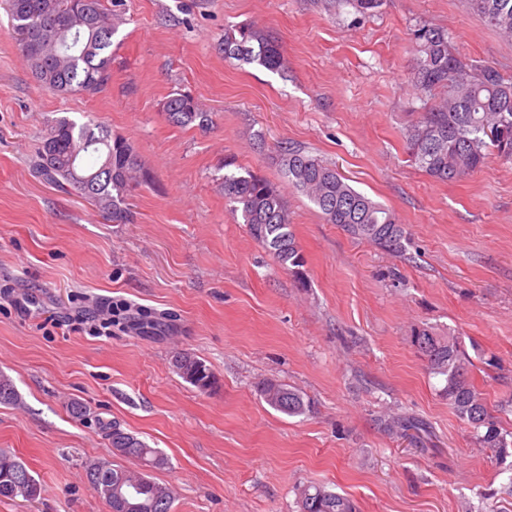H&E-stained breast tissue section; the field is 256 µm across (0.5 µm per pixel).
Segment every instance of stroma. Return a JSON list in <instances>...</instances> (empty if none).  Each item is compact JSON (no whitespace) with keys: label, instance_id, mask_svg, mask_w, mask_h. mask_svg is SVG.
Listing matches in <instances>:
<instances>
[{"label":"stroma","instance_id":"1","mask_svg":"<svg viewBox=\"0 0 512 512\" xmlns=\"http://www.w3.org/2000/svg\"><path fill=\"white\" fill-rule=\"evenodd\" d=\"M448 32L476 64L512 77V41L465 0H126L100 93L40 87L0 0V279L31 293L30 313H0V373L21 402L0 406V450L42 486L0 512H108L85 464L114 454L112 425L170 460L155 472L172 512H298L313 482L357 512H512L511 484L448 407L445 381L413 343L416 329L464 340L488 405L512 398V164L492 159L443 183L414 163L406 129L435 99L412 79L413 33ZM264 29L284 67L225 60V29ZM186 92L212 122L178 127L164 102ZM95 119L129 140L148 180L112 223L35 170L46 129ZM332 164L392 210L400 254L326 223L286 185L280 144ZM282 187L304 259L282 269L233 219L225 175ZM125 299L165 327L111 337L45 324L83 302ZM204 359L220 384L203 394L172 367ZM300 390L310 413L269 407L262 381ZM81 402L83 419L69 407ZM425 432L391 434L392 414Z\"/></svg>","mask_w":512,"mask_h":512}]
</instances>
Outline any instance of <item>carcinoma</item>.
Listing matches in <instances>:
<instances>
[{"mask_svg": "<svg viewBox=\"0 0 512 512\" xmlns=\"http://www.w3.org/2000/svg\"><path fill=\"white\" fill-rule=\"evenodd\" d=\"M125 0H7L10 35L33 77L55 93L95 95L110 80L112 37ZM485 21L505 37H512V0H467ZM66 25L79 35L74 51L59 43L51 26ZM418 88L439 91L442 99L431 106L405 134L415 163L440 182L457 181L483 167L489 158L512 163V80L489 64L477 65L462 56L448 33L422 25L413 34ZM224 57L257 65L277 73L284 64L282 46L264 31L239 26L224 33ZM170 123L186 127L208 124L189 94L175 93L163 104ZM285 156L288 185L304 193L328 224L371 241L382 249L405 250V231L388 209L355 190L335 168L290 146ZM40 175L60 191L91 201L116 224H126L130 213L126 196L136 184L141 163L132 144L91 120L79 123L62 118L47 130L38 148ZM224 200L231 213L249 227L284 269L297 270L303 259L296 244L290 213L282 192L269 180L249 173L226 175ZM414 345L430 370L444 377L448 406L469 426L479 445L491 452L512 482V431L503 428L471 383L460 337L442 336L431 328L414 333ZM175 372L201 393L218 387L213 370L196 354L180 351L172 357ZM260 396L273 409L288 416L310 412L302 393L276 380L261 384ZM20 403L12 380L0 374V405ZM112 448L135 460L140 471L114 466L107 459L86 463V476L110 512H171L173 488L155 480L153 471L168 465V458L135 434L112 426ZM41 484L14 454L0 451V501L18 497L35 501ZM299 512H356L348 497L310 484L299 491Z\"/></svg>", "mask_w": 512, "mask_h": 512, "instance_id": "1", "label": "carcinoma"}]
</instances>
